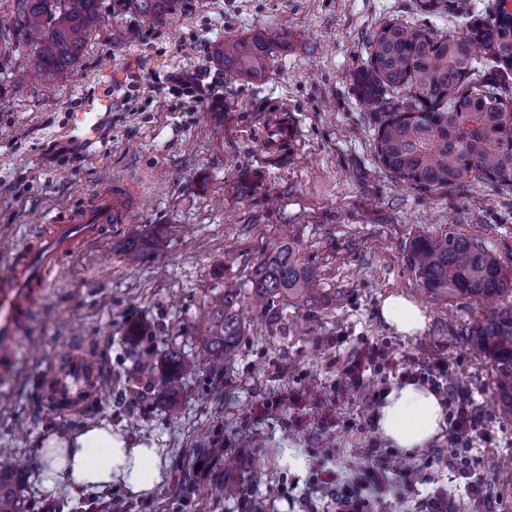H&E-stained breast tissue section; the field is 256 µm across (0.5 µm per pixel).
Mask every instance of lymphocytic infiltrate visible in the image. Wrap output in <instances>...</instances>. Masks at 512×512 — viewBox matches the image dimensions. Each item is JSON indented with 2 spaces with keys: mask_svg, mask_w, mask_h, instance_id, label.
<instances>
[{
  "mask_svg": "<svg viewBox=\"0 0 512 512\" xmlns=\"http://www.w3.org/2000/svg\"><path fill=\"white\" fill-rule=\"evenodd\" d=\"M222 82L219 77L211 76L208 69L200 68L191 74H179L169 77L166 85H145L143 76L132 75L129 80L131 91L149 88L154 95L182 94L201 102L206 97L217 94ZM389 371L391 376L403 381L427 380L431 389L441 396L448 409L450 448L446 463L449 471L464 487L463 494L448 491L447 488L436 485L431 474L436 458H426L423 465L406 470L395 469L390 463L391 454L381 448L378 443H370L365 448L364 455L367 461L358 473L355 474L352 485L348 489L338 492L337 500L350 502L358 512H369L370 500L366 497V490H374L384 494L389 492L393 484H401L412 489L417 485H429L427 494L418 496L414 503L415 512H499L496 500L487 492L483 478L475 466L472 454L475 441L488 440L489 435L484 428L483 411L475 402L471 393L463 388L444 385L436 375L424 374L419 364L408 362L386 345L369 346L363 354L348 362L341 370L336 381L335 395L324 399L317 411L307 409L304 400L305 391H293L277 395L271 399L262 400L251 407L255 416L268 415L273 409L283 404L292 405L295 414L293 425L295 428L305 429L319 426L330 430L339 426L337 398L338 392L349 387L362 386L368 372Z\"/></svg>",
  "mask_w": 512,
  "mask_h": 512,
  "instance_id": "obj_1",
  "label": "lymphocytic infiltrate"
}]
</instances>
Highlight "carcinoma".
<instances>
[{
	"mask_svg": "<svg viewBox=\"0 0 512 512\" xmlns=\"http://www.w3.org/2000/svg\"><path fill=\"white\" fill-rule=\"evenodd\" d=\"M8 24L0 27V68H9L24 45L30 63L46 83L66 74L86 44L112 17L138 16L161 23L176 0H5ZM280 45L275 37L234 39L215 49L224 69L244 80L263 78ZM512 69V12L495 0L487 16L471 18L448 34L389 22L369 41L367 66L356 75L359 101L384 111L377 124L375 151L384 168L414 187L439 190L476 177L512 186V124L502 84ZM408 91L404 98L389 92ZM413 267L424 290L446 298L487 301L512 293V267L477 238L419 235L410 243ZM312 271L291 245H281L260 261L252 288L255 298L313 301ZM232 290L214 305L204 328L209 359L226 363L242 336ZM468 340L494 362L499 410L512 416V305L493 309L474 322ZM189 367L176 347L155 374L157 398L176 407L177 379ZM24 474L0 465V512H22Z\"/></svg>",
	"mask_w": 512,
	"mask_h": 512,
	"instance_id": "cac0c4a2",
	"label": "carcinoma"
}]
</instances>
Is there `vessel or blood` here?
<instances>
[{"label":"vessel or blood","instance_id":"obj_1","mask_svg":"<svg viewBox=\"0 0 512 512\" xmlns=\"http://www.w3.org/2000/svg\"><path fill=\"white\" fill-rule=\"evenodd\" d=\"M298 137L287 113H279L261 138L262 148L281 151ZM138 193L128 182L114 180L88 194L83 202L45 214L41 224L26 228L20 244L0 271V359L13 355L25 324L36 314L42 296L63 258L82 247L105 241L113 226L127 223ZM100 367L85 350L71 351L48 374L46 404L68 416L102 396Z\"/></svg>","mask_w":512,"mask_h":512}]
</instances>
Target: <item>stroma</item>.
I'll list each match as a JSON object with an SVG mask.
<instances>
[{"instance_id":"stroma-1","label":"stroma","mask_w":512,"mask_h":512,"mask_svg":"<svg viewBox=\"0 0 512 512\" xmlns=\"http://www.w3.org/2000/svg\"><path fill=\"white\" fill-rule=\"evenodd\" d=\"M493 2L452 0L425 15L418 0H183L161 25L113 19L58 83L0 90V258L42 212L109 180L131 182L142 197L108 243L65 264L25 330L12 377L0 379V448L28 464L25 512H336L332 498L307 491L316 459L327 456L350 481L361 466L355 450L377 439L375 426L330 437L289 428L291 407L269 418L249 408L291 390L331 393L341 368L373 343L444 368V380L473 394L491 435L477 445L479 470L501 512H512V482L496 470L512 460V419L499 413L492 362L466 339L490 306L425 293L409 251L417 235L453 234L512 259V186L478 178L431 191L391 177L374 152L377 117L361 108L355 86L367 38L385 19L445 32ZM282 32L288 40L262 82L225 76L220 96L196 105L127 90L140 69L160 82L199 67L220 72L200 43ZM104 98L110 106L89 136L75 115ZM280 108L298 120L299 141L263 153L260 139ZM286 243L313 271L317 300L253 306L255 269ZM229 289L243 335L218 368L202 336L214 298ZM390 295L424 310L422 333H397L381 319ZM139 326L148 334L134 347L128 335ZM173 347L190 367L171 409L155 399L143 365H162ZM74 348L97 357L103 398L60 418L45 405L47 376ZM104 421L164 448V482L147 497L119 485L77 500L44 489L42 435ZM216 444L223 453L196 471L197 454ZM226 483L241 494L218 493Z\"/></svg>"}]
</instances>
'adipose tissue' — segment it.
Masks as SVG:
<instances>
[{
  "mask_svg": "<svg viewBox=\"0 0 512 512\" xmlns=\"http://www.w3.org/2000/svg\"><path fill=\"white\" fill-rule=\"evenodd\" d=\"M380 316L396 332L414 336L426 325L413 302L390 296ZM445 422L442 401L430 388L415 382L393 386L375 415L378 433L392 447L411 455L432 443ZM41 485L78 499L120 484L133 495L147 496L166 476L164 451L151 440H132L101 422L66 433H49L40 441Z\"/></svg>",
  "mask_w": 512,
  "mask_h": 512,
  "instance_id": "ef3b65f1",
  "label": "adipose tissue"
}]
</instances>
